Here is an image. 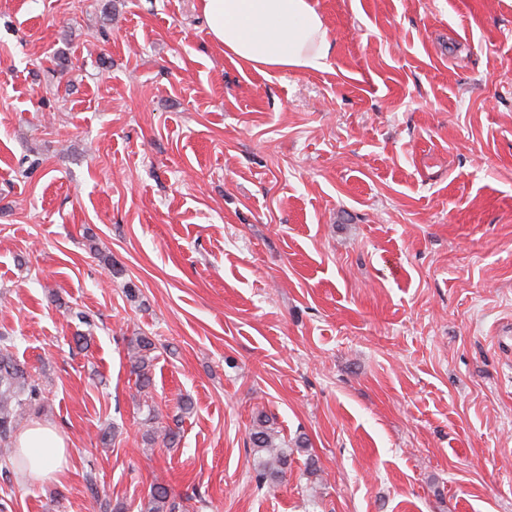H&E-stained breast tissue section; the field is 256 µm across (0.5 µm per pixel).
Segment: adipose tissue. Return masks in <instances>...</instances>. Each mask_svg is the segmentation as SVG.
Segmentation results:
<instances>
[{
	"instance_id": "ef3b65f1",
	"label": "adipose tissue",
	"mask_w": 512,
	"mask_h": 512,
	"mask_svg": "<svg viewBox=\"0 0 512 512\" xmlns=\"http://www.w3.org/2000/svg\"><path fill=\"white\" fill-rule=\"evenodd\" d=\"M213 41L224 53L258 72L322 69L331 52L329 32L312 0H202ZM17 446L29 459L34 481L56 478L65 462V442L55 430L34 425Z\"/></svg>"
}]
</instances>
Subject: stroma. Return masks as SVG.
Instances as JSON below:
<instances>
[{"label": "stroma", "mask_w": 512, "mask_h": 512, "mask_svg": "<svg viewBox=\"0 0 512 512\" xmlns=\"http://www.w3.org/2000/svg\"><path fill=\"white\" fill-rule=\"evenodd\" d=\"M313 3L327 67L263 74L200 0H0V334L67 458L0 512H512V0ZM154 349L153 342L147 336H136L129 342V360L131 373L136 377V386L143 389L150 384V353ZM265 421L259 422L249 434L254 455H257L258 466L256 468L259 481H278L288 468V450L281 448L275 442L270 431L264 426ZM144 508L145 512H189L183 505L171 501L168 488L161 483L152 484Z\"/></svg>", "instance_id": "35a3bbf8"}]
</instances>
